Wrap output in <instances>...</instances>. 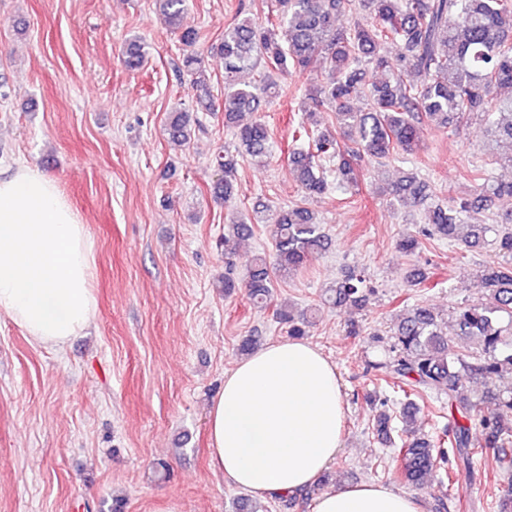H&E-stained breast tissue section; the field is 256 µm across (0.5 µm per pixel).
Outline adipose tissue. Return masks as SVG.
Listing matches in <instances>:
<instances>
[{
  "label": "adipose tissue",
  "instance_id": "adipose-tissue-1",
  "mask_svg": "<svg viewBox=\"0 0 512 512\" xmlns=\"http://www.w3.org/2000/svg\"><path fill=\"white\" fill-rule=\"evenodd\" d=\"M93 242L54 176L21 162L0 174V313L34 341L60 347L95 318ZM335 365L310 343H268L224 375L207 429L230 485L276 498L315 484L342 447ZM313 512H423L419 499L374 483L333 489Z\"/></svg>",
  "mask_w": 512,
  "mask_h": 512
}]
</instances>
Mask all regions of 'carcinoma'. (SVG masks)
<instances>
[{
    "instance_id": "cac0c4a2",
    "label": "carcinoma",
    "mask_w": 512,
    "mask_h": 512,
    "mask_svg": "<svg viewBox=\"0 0 512 512\" xmlns=\"http://www.w3.org/2000/svg\"><path fill=\"white\" fill-rule=\"evenodd\" d=\"M160 2L163 22L186 48L183 67L200 91L197 109L212 112L207 70L193 51L199 32L183 24L187 0ZM346 11L355 19L339 28L337 18ZM387 44L396 47L394 54L384 52ZM212 50L224 60V128L236 151L226 150L217 159L222 176L213 182L212 194L226 203L237 192L236 156L264 162L272 155L270 129L258 115L263 103L279 94L280 78L314 63L324 73L323 82L308 91L312 107L294 127V148L288 154L306 197L334 187L359 192L362 157L407 162L420 149L424 125L460 132L478 116L497 140L512 144V94L488 98L492 88L512 89V0H276L275 14L261 23L249 17L234 21ZM147 54L140 39L130 41L125 68L141 69ZM412 72L420 82L408 79ZM360 100L363 107L354 108ZM245 112L254 118L242 123ZM322 112L334 114V132L321 129ZM189 122L186 112L170 113L169 139L188 141ZM496 163L501 172H483L476 197H460L450 205L429 201L428 185L414 172L390 183L389 204L422 212L425 224L422 237L403 238L398 248L416 254L422 238L432 235L467 249L481 247L491 227L466 221L474 208L493 211L498 224H512V209H498L500 199L512 197V155ZM266 223L273 227L272 255L253 257L242 278L234 277L241 242L253 235L255 225ZM221 245L228 268L224 294L242 288L253 306L265 309L278 281L328 250L329 239L307 207L273 211L259 204L253 215L230 222ZM498 250L501 260L478 273L484 299L453 313L455 335L476 341L481 353L452 350L446 323L429 306L418 304L393 326L395 355L370 364L378 379L408 400L400 414L404 429L396 452L398 478L413 487L441 470L448 473L450 490L463 476L476 481L503 473L512 482V231L499 234ZM371 292L366 276L353 271L329 290L325 302L359 306ZM273 314L290 336L306 335L315 319V309L297 315L283 303L275 304ZM491 376L499 383L477 399L463 395L465 380ZM431 396L448 405L449 412L448 428L436 437L420 435L415 427V399ZM370 403L382 406L372 429L390 436L392 415L383 409L387 400L373 394ZM485 448L496 449L493 458L484 455Z\"/></svg>"
}]
</instances>
